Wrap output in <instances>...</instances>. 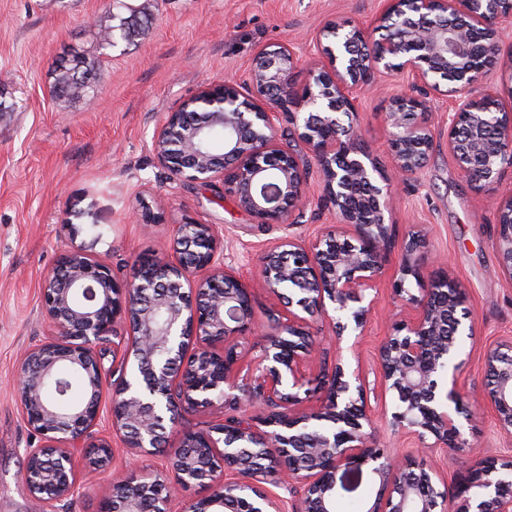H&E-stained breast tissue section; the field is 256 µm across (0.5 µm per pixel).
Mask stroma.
<instances>
[{
    "instance_id": "1",
    "label": "stroma",
    "mask_w": 512,
    "mask_h": 512,
    "mask_svg": "<svg viewBox=\"0 0 512 512\" xmlns=\"http://www.w3.org/2000/svg\"><path fill=\"white\" fill-rule=\"evenodd\" d=\"M385 0H0V512H99V486L128 476V450L113 433L110 405L102 403L97 431L109 437L106 473L79 469L75 492L49 506L31 496L23 480L26 449L40 439L26 424L17 376L23 352L52 336L40 302L44 278L68 250L81 249L131 277L136 257L168 246L172 225L192 219L215 225L224 238V265L249 279L266 249L285 235L304 239L336 224L323 206L318 180L294 225L258 224L221 185L172 181L150 150L168 112L208 84L242 83L253 56L271 45L293 47L310 63L325 24L348 21L372 28ZM146 12L149 24L133 41L102 47L97 22L108 13ZM97 56L102 78L93 96L61 102L50 93L64 51ZM410 73L380 72L357 90L353 118L364 145L389 166L392 100L407 92ZM435 146L426 166L386 198L394 241L425 232V250L463 285L476 335L466 343V387L483 382V351L512 339V282L505 280L495 248L496 214L512 175L474 191L448 152L446 96L431 92ZM162 196L165 221L133 219L140 199ZM400 252L392 250L378 284L375 313L359 356L371 368L399 302L392 291ZM380 439L389 450L419 464L437 465L438 487L451 490L461 468L443 464V450L420 453V440L391 424L393 393L375 389Z\"/></svg>"
}]
</instances>
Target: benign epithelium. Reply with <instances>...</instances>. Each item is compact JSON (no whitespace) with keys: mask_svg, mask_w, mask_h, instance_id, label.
<instances>
[{"mask_svg":"<svg viewBox=\"0 0 512 512\" xmlns=\"http://www.w3.org/2000/svg\"><path fill=\"white\" fill-rule=\"evenodd\" d=\"M397 32L378 39L392 18ZM512 0H389L368 31L332 22L317 40L318 60L295 90L300 59L288 44L253 58L244 85H208L184 100L155 130L151 150L174 182L222 184L224 194L257 224H288L301 210L309 177L317 171L322 202L337 226L311 239L290 235L267 250L254 275L242 281L224 267V238L211 224L172 225L166 253L137 256L132 277L74 250L58 261L41 289L55 334L27 349L18 372L20 407L41 444L26 449L24 481L50 504L72 496L76 460L94 471L112 461V445L93 430L103 396L111 395L112 430L135 457L159 445L163 473L143 472L100 486V512H173L180 491L200 490L183 512H281L266 485L297 497L294 512H336V502L362 479L377 487L361 498V512H512V458L474 457L464 425L484 417L512 436V340L485 348V380L472 396L461 383L466 362L456 337L475 324L459 281L429 271L414 234L401 248L393 292L404 314L380 341L372 373L396 396L392 424L445 449L465 470L454 490L440 491L431 471L394 455L378 441L361 365L337 362L315 378L318 404L304 406L295 390L327 343L354 353L374 313L367 291L377 287L392 248L386 222L387 180L353 123V92L375 82L379 69L408 70L415 87L393 99L386 119L394 178L405 182L434 148L428 91L446 85L448 151L472 188L512 171V114L496 95L474 88L500 63ZM310 108L300 117L292 107ZM308 149L302 156L279 138ZM224 131V153L212 154L205 135ZM496 247L504 277L512 280V192L499 202ZM262 290L281 309L255 320L253 296ZM328 319L333 335L316 336ZM253 336L256 355L241 374L239 339ZM112 342L121 370L133 380L109 381L100 345ZM78 373L82 400L64 406L45 398L44 385L62 370ZM238 390L243 397H228ZM232 404L234 413L206 430L183 428L170 446L169 424L184 415Z\"/></svg>","mask_w":512,"mask_h":512,"instance_id":"7a95c632","label":"benign epithelium"}]
</instances>
